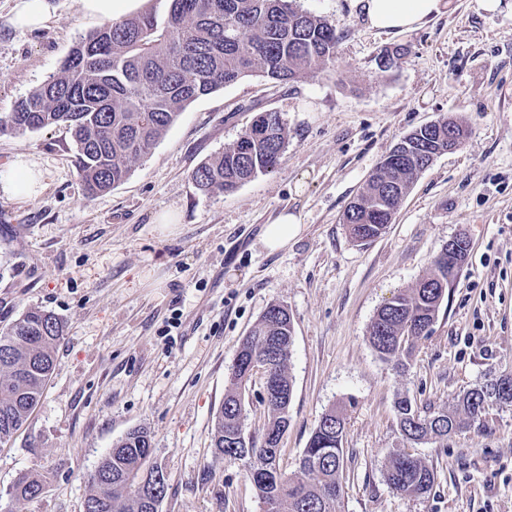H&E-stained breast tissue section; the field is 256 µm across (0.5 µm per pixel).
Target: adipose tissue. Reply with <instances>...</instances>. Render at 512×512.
<instances>
[{
	"label": "adipose tissue",
	"instance_id": "1",
	"mask_svg": "<svg viewBox=\"0 0 512 512\" xmlns=\"http://www.w3.org/2000/svg\"><path fill=\"white\" fill-rule=\"evenodd\" d=\"M371 28L383 32H404L426 22L441 11L442 0H360ZM43 175L36 163L17 159L0 172V195L11 199L37 196Z\"/></svg>",
	"mask_w": 512,
	"mask_h": 512
}]
</instances>
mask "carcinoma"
I'll return each instance as SVG.
<instances>
[{
	"label": "carcinoma",
	"instance_id": "obj_1",
	"mask_svg": "<svg viewBox=\"0 0 512 512\" xmlns=\"http://www.w3.org/2000/svg\"><path fill=\"white\" fill-rule=\"evenodd\" d=\"M150 6L103 21L80 37L56 73L0 116V133L25 134L62 126L71 135L85 195L94 198L124 182L132 163L147 155L197 98L260 72L276 83L294 82L324 71L335 56L338 36L320 16L295 6L296 0H148ZM466 137L458 121L443 119L406 136L403 155L372 172L364 191L343 214L352 239L381 235L407 194L414 177L448 148V132ZM288 146V129L277 112H261L224 152L193 172L198 190L232 192L242 183L272 172ZM450 284L448 258L437 257L433 272L385 303L369 330L373 348L404 364L414 344L427 336ZM63 335L52 313L31 310L0 332V444L8 442L38 405L55 368V350ZM271 362L277 396L267 403L261 442L249 439L250 479L272 512H337L342 495L344 419L325 413L303 449L298 471L286 476L276 467L284 435L283 407L293 386L286 362L293 344L288 309L271 304L239 346L241 364L230 369L224 402L215 417L212 447L218 460L237 459L242 433L240 403L246 387V363ZM512 405V376L501 375L461 395L451 411L426 413L410 398L395 402L396 416L408 440L443 438L462 417L477 419L489 400ZM103 472L92 474L85 500L90 512H149L137 478L160 467L147 430L128 432L102 458ZM388 486L405 498L427 494L435 480L422 458L394 454L385 472ZM43 488L33 474L12 486L18 500H33Z\"/></svg>",
	"mask_w": 512,
	"mask_h": 512
}]
</instances>
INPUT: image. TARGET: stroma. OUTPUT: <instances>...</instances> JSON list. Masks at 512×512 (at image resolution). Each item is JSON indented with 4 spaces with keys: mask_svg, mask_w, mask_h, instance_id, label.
I'll list each match as a JSON object with an SVG mask.
<instances>
[{
    "mask_svg": "<svg viewBox=\"0 0 512 512\" xmlns=\"http://www.w3.org/2000/svg\"><path fill=\"white\" fill-rule=\"evenodd\" d=\"M51 2L50 26L29 32L0 0V115L98 25L78 0ZM442 3L423 25L383 33L358 0H297L341 35L328 70L288 84L256 73L200 97L92 200L64 128L0 134V169L24 155L44 174L38 196L0 197V330L34 308L64 324L38 406L0 445V512H83L100 458L135 428L150 432L167 475L160 512H261L248 461L216 460L211 429L239 345L273 303L294 325L282 473L296 472L334 408L346 422L339 512H512V406L418 444L395 413L398 397L438 412L490 374H512V0ZM397 47L406 55L381 69ZM265 111L288 126L276 171L231 193L198 191L197 166ZM442 118L462 122L463 145L417 175L380 237L354 242L342 222L350 201L403 137ZM166 209L179 222L165 231L155 219ZM285 210L302 231L268 251L264 229ZM459 235L466 261L398 368L372 348L370 325ZM397 452L433 467L425 497L387 485ZM23 473L43 480L30 501L9 493Z\"/></svg>",
    "mask_w": 512,
    "mask_h": 512,
    "instance_id": "35a3bbf8",
    "label": "stroma"
}]
</instances>
